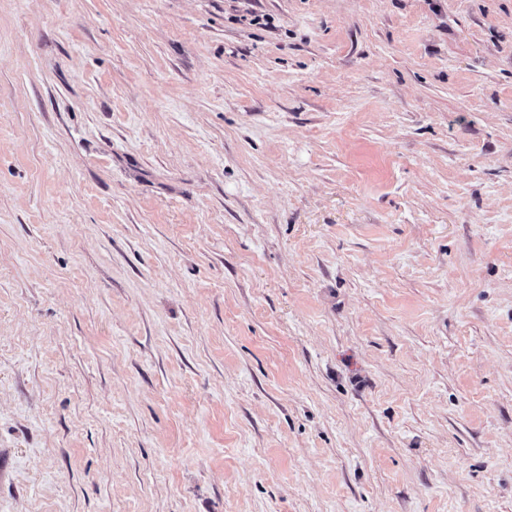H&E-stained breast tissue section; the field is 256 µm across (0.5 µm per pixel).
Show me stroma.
Returning <instances> with one entry per match:
<instances>
[{
	"mask_svg": "<svg viewBox=\"0 0 512 512\" xmlns=\"http://www.w3.org/2000/svg\"><path fill=\"white\" fill-rule=\"evenodd\" d=\"M0 512H512V0H0Z\"/></svg>",
	"mask_w": 512,
	"mask_h": 512,
	"instance_id": "35a3bbf8",
	"label": "stroma"
}]
</instances>
